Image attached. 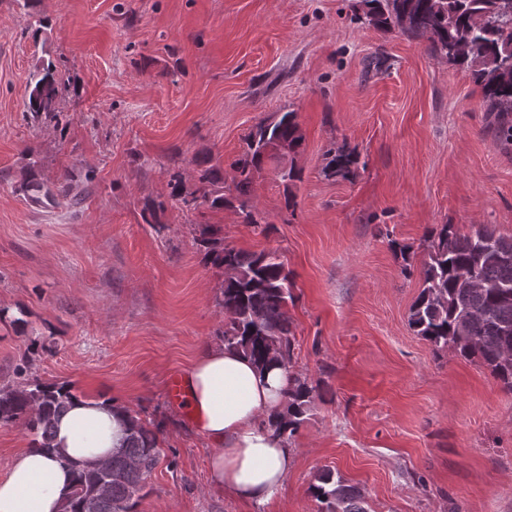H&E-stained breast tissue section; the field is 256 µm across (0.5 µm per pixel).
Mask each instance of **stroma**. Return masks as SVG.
Segmentation results:
<instances>
[{
	"label": "stroma",
	"mask_w": 512,
	"mask_h": 512,
	"mask_svg": "<svg viewBox=\"0 0 512 512\" xmlns=\"http://www.w3.org/2000/svg\"><path fill=\"white\" fill-rule=\"evenodd\" d=\"M356 3L0 0V383L27 357L42 381L161 424L139 512H318L309 486L326 468L369 512H512V391L408 326L428 229L512 236V144L467 72ZM48 61L57 126L25 107ZM285 110L302 148L236 196L245 135ZM341 148L355 174L326 178ZM31 159L53 194L41 205L17 189ZM203 165L232 206L172 197V169L190 192ZM290 168L299 179L282 180ZM68 171L93 178L77 208L59 192ZM206 224L227 245L281 253L290 372L322 388L286 483L259 507L212 486L211 444L168 392L224 329L221 276L196 244ZM33 336L45 347L32 356Z\"/></svg>",
	"instance_id": "35a3bbf8"
}]
</instances>
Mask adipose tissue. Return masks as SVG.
I'll use <instances>...</instances> for the list:
<instances>
[{
	"label": "adipose tissue",
	"mask_w": 512,
	"mask_h": 512,
	"mask_svg": "<svg viewBox=\"0 0 512 512\" xmlns=\"http://www.w3.org/2000/svg\"><path fill=\"white\" fill-rule=\"evenodd\" d=\"M183 384L197 427L213 445L212 483L265 505L293 461L286 438L270 423L283 405L286 371L259 369L242 353L213 344L196 356ZM126 428L119 404L77 396L55 422L51 450L30 448L11 461L0 480V512H61L72 487L70 462L109 461L122 448Z\"/></svg>",
	"instance_id": "adipose-tissue-1"
}]
</instances>
